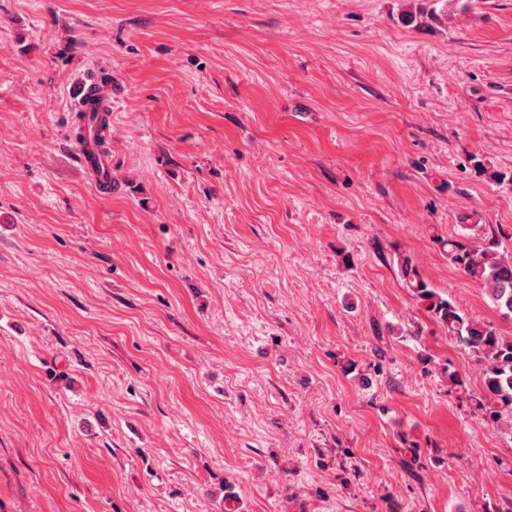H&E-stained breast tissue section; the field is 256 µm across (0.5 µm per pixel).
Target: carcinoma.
<instances>
[{"label":"carcinoma","mask_w":512,"mask_h":512,"mask_svg":"<svg viewBox=\"0 0 512 512\" xmlns=\"http://www.w3.org/2000/svg\"><path fill=\"white\" fill-rule=\"evenodd\" d=\"M461 229L458 237L445 242L448 262L478 283L495 309L512 319V251L500 249L499 239L476 220H464ZM397 263L406 287L426 303L430 318L480 366L485 391L475 400L476 407L490 423L512 426V336L502 335L439 295L410 257L401 254Z\"/></svg>","instance_id":"carcinoma-1"}]
</instances>
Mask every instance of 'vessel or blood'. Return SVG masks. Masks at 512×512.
<instances>
[{"label": "vessel or blood", "instance_id": "b4317fda", "mask_svg": "<svg viewBox=\"0 0 512 512\" xmlns=\"http://www.w3.org/2000/svg\"><path fill=\"white\" fill-rule=\"evenodd\" d=\"M77 111H89L91 106H99V119L86 127L83 140L79 141L84 170L91 175L94 182L101 187H108L112 182V167L104 154L100 153L96 140L101 132V120L112 117V83L93 74L81 79L74 94Z\"/></svg>", "mask_w": 512, "mask_h": 512}]
</instances>
